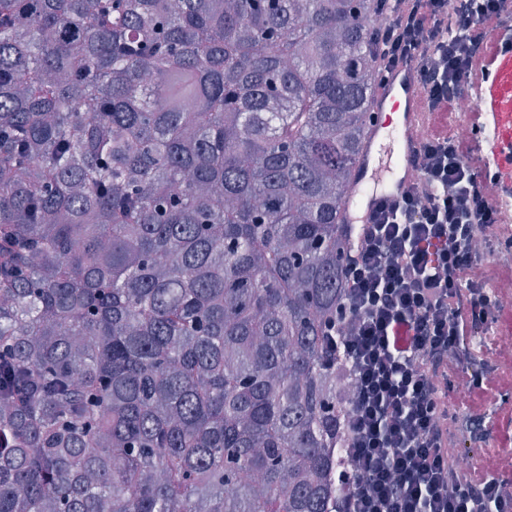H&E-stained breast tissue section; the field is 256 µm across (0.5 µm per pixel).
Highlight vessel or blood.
Here are the masks:
<instances>
[{
	"label": "vessel or blood",
	"instance_id": "1",
	"mask_svg": "<svg viewBox=\"0 0 512 512\" xmlns=\"http://www.w3.org/2000/svg\"><path fill=\"white\" fill-rule=\"evenodd\" d=\"M474 94L483 117L480 134L491 146L489 176L511 189L512 51L494 57ZM369 110L372 118L351 191L355 205L348 212L353 225L362 223L380 201L399 198L408 188L411 156L433 120L409 67L394 70L374 87Z\"/></svg>",
	"mask_w": 512,
	"mask_h": 512
}]
</instances>
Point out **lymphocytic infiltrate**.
Here are the masks:
<instances>
[{"label":"lymphocytic infiltrate","mask_w":512,"mask_h":512,"mask_svg":"<svg viewBox=\"0 0 512 512\" xmlns=\"http://www.w3.org/2000/svg\"><path fill=\"white\" fill-rule=\"evenodd\" d=\"M378 14V73L413 67L433 112H455L491 59L512 50V0H381ZM411 162L419 179L359 225L344 260L329 330L345 384L332 512H512V465H496L505 449L467 468L448 454L449 424L489 438L485 407L498 386L476 339L499 309L474 243L506 251L512 236L496 227L471 141L433 127Z\"/></svg>","instance_id":"f902f5d3"}]
</instances>
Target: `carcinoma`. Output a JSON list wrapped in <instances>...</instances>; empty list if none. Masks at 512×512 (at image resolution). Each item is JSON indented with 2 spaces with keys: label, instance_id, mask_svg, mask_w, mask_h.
Segmentation results:
<instances>
[{
  "label": "carcinoma",
  "instance_id": "obj_1",
  "mask_svg": "<svg viewBox=\"0 0 512 512\" xmlns=\"http://www.w3.org/2000/svg\"><path fill=\"white\" fill-rule=\"evenodd\" d=\"M375 18L0 0V512H331Z\"/></svg>",
  "mask_w": 512,
  "mask_h": 512
}]
</instances>
